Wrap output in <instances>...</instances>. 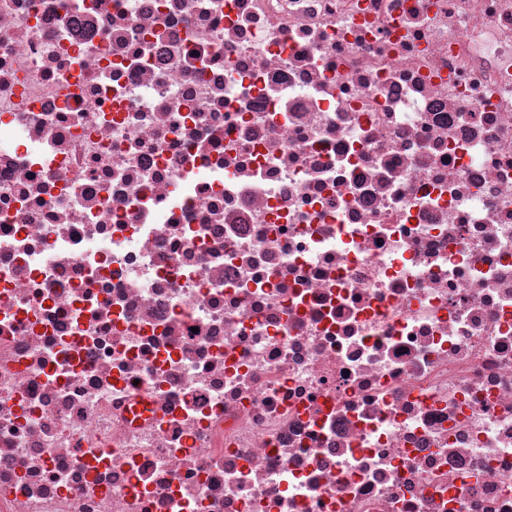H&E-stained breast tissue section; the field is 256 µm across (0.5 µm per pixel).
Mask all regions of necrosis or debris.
Masks as SVG:
<instances>
[{
  "label": "necrosis or debris",
  "mask_w": 512,
  "mask_h": 512,
  "mask_svg": "<svg viewBox=\"0 0 512 512\" xmlns=\"http://www.w3.org/2000/svg\"><path fill=\"white\" fill-rule=\"evenodd\" d=\"M0 512H512V0H0Z\"/></svg>",
  "instance_id": "necrosis-or-debris-1"
}]
</instances>
